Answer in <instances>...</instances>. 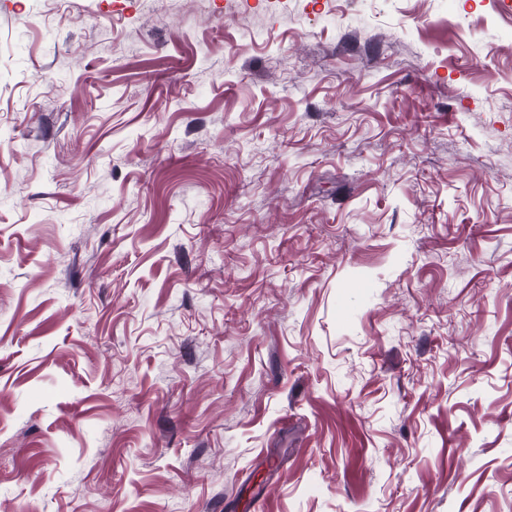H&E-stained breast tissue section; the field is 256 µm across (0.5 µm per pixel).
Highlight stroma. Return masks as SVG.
Returning a JSON list of instances; mask_svg holds the SVG:
<instances>
[{
    "mask_svg": "<svg viewBox=\"0 0 512 512\" xmlns=\"http://www.w3.org/2000/svg\"><path fill=\"white\" fill-rule=\"evenodd\" d=\"M0 512H512V7L0 0Z\"/></svg>",
    "mask_w": 512,
    "mask_h": 512,
    "instance_id": "1",
    "label": "stroma"
}]
</instances>
